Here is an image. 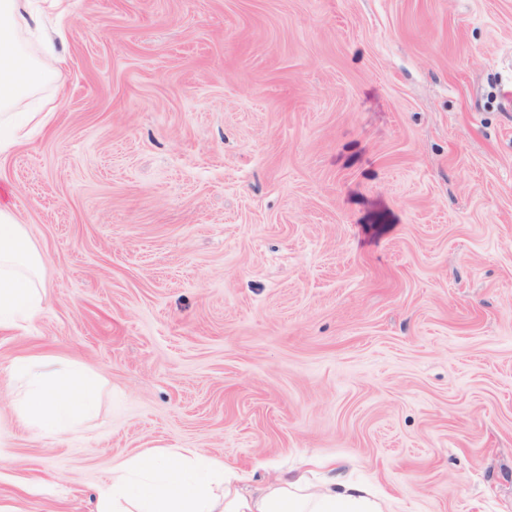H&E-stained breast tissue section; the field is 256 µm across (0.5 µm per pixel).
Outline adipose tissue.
I'll use <instances>...</instances> for the list:
<instances>
[{
  "label": "adipose tissue",
  "mask_w": 512,
  "mask_h": 512,
  "mask_svg": "<svg viewBox=\"0 0 512 512\" xmlns=\"http://www.w3.org/2000/svg\"><path fill=\"white\" fill-rule=\"evenodd\" d=\"M65 15L67 0H0V154L24 139L25 126L41 127L50 111L38 106L18 114L23 96L47 70L30 53L31 41L53 51L44 25L49 12ZM45 257L16 213L0 205V331L27 330L47 299ZM18 416L45 434L77 428L94 410L99 381L66 358L18 357ZM98 512H384L366 486L333 476L281 474L254 487L247 473L191 448H166L112 466L99 492Z\"/></svg>",
  "instance_id": "adipose-tissue-1"
}]
</instances>
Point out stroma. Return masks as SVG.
Returning <instances> with one entry per match:
<instances>
[{
	"instance_id": "35a3bbf8",
	"label": "stroma",
	"mask_w": 512,
	"mask_h": 512,
	"mask_svg": "<svg viewBox=\"0 0 512 512\" xmlns=\"http://www.w3.org/2000/svg\"><path fill=\"white\" fill-rule=\"evenodd\" d=\"M0 204L49 302L0 333V512L194 448L387 512H512V0H71ZM100 380L46 435L11 361Z\"/></svg>"
}]
</instances>
